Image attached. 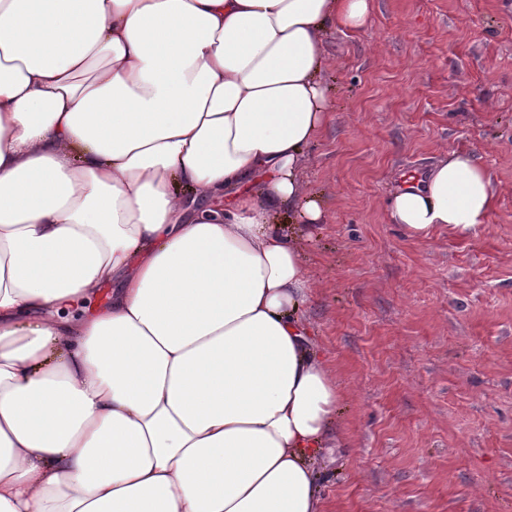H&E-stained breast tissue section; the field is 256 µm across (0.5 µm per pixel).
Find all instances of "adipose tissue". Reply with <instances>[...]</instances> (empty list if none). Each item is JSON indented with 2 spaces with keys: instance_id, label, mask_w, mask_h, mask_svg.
I'll use <instances>...</instances> for the list:
<instances>
[{
  "instance_id": "adipose-tissue-1",
  "label": "adipose tissue",
  "mask_w": 512,
  "mask_h": 512,
  "mask_svg": "<svg viewBox=\"0 0 512 512\" xmlns=\"http://www.w3.org/2000/svg\"><path fill=\"white\" fill-rule=\"evenodd\" d=\"M372 11L0 0V512H324L344 393L302 312L304 150L328 34ZM493 207L451 150L389 219L468 235ZM106 292L107 297L103 298L102 293ZM112 296V286H105L99 290L97 295L75 299L68 308V312L76 318H83L98 306L105 305Z\"/></svg>"
}]
</instances>
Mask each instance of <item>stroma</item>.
Masks as SVG:
<instances>
[{
	"mask_svg": "<svg viewBox=\"0 0 512 512\" xmlns=\"http://www.w3.org/2000/svg\"><path fill=\"white\" fill-rule=\"evenodd\" d=\"M327 51L305 170L326 220L304 228V314L345 392L324 512H512V0H373ZM449 150L481 156L494 209L408 239L390 198Z\"/></svg>",
	"mask_w": 512,
	"mask_h": 512,
	"instance_id": "1",
	"label": "stroma"
}]
</instances>
